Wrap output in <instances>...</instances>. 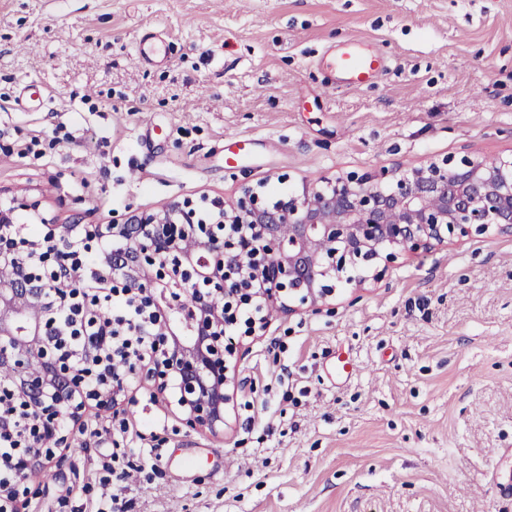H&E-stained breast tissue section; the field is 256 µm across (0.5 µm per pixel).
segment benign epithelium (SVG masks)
Wrapping results in <instances>:
<instances>
[{
    "instance_id": "benign-epithelium-1",
    "label": "benign epithelium",
    "mask_w": 512,
    "mask_h": 512,
    "mask_svg": "<svg viewBox=\"0 0 512 512\" xmlns=\"http://www.w3.org/2000/svg\"><path fill=\"white\" fill-rule=\"evenodd\" d=\"M198 213L187 198L110 224L40 219L49 241L78 232L87 244L122 242L101 257L111 269L100 279L102 291L122 290L145 324L159 327L149 360L128 353L120 360L99 339L83 372L69 363L67 337L86 336L91 326L113 339L128 330L115 319L102 321L96 300L82 289L74 274L83 266L81 252L43 251L27 239L0 242V385L11 392L0 404V434L12 433L19 411L32 427L16 455L0 460L14 474L0 483V512H26L30 476L64 441L61 420L76 423L91 407L118 404L117 368L139 369L141 381L180 409L186 424L215 433L233 399L227 362L236 347L226 341L224 323L235 307L260 295L268 312L289 314L296 311L290 305L295 296L312 305L332 296L331 279L349 267L376 279L401 252L427 251L490 228L512 236V156H448L406 171H350L273 202L246 186L232 210L213 223L200 221ZM231 224L252 225L254 238L235 236ZM38 249V264L26 261ZM50 288L76 308L64 328L55 326L46 302ZM185 297L192 299L186 312ZM90 376L98 387L87 395L81 382Z\"/></svg>"
}]
</instances>
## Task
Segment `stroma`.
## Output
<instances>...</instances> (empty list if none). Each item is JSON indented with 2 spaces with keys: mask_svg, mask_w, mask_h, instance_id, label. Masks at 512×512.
<instances>
[{
  "mask_svg": "<svg viewBox=\"0 0 512 512\" xmlns=\"http://www.w3.org/2000/svg\"><path fill=\"white\" fill-rule=\"evenodd\" d=\"M152 33L162 59L137 58ZM350 43L383 58L373 83L335 81ZM511 154L512 0H0V206L20 222ZM233 342L223 433L127 375L30 478V512H512V236L400 254Z\"/></svg>",
  "mask_w": 512,
  "mask_h": 512,
  "instance_id": "35a3bbf8",
  "label": "stroma"
}]
</instances>
